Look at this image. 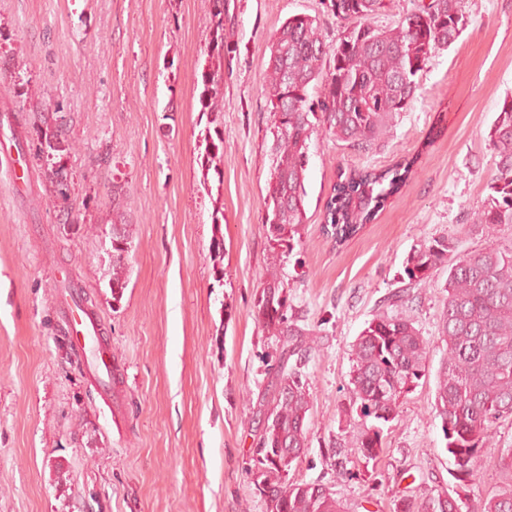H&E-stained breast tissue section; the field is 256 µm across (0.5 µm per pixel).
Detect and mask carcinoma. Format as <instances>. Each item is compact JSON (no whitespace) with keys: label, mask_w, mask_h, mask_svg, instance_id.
<instances>
[{"label":"carcinoma","mask_w":512,"mask_h":512,"mask_svg":"<svg viewBox=\"0 0 512 512\" xmlns=\"http://www.w3.org/2000/svg\"><path fill=\"white\" fill-rule=\"evenodd\" d=\"M380 0H330L339 19L358 24L329 47L317 20L288 18L276 33L268 60L267 100L271 105L274 152L267 182L263 221L268 241L293 248L305 223L304 180L311 136L319 127L336 139L366 146L383 133L386 121L414 98L416 77L431 54L455 42L465 28L460 0H431L398 27L382 30L367 23ZM212 36L208 66L201 73V112L218 122L217 97L224 85V60L235 48L224 38L229 0H210ZM333 67H327V57ZM323 86L309 98V87ZM207 144L205 170L217 167L224 138ZM34 156L49 166L48 177L62 183V168L50 166L62 150L53 126L30 139ZM494 175L491 194L476 213L472 231L484 236L512 229V97L488 133ZM413 162L379 173H339L323 217V233L336 245L349 241L373 221L409 178ZM128 231L112 225V295L126 288L124 274ZM445 266L448 298L441 315L440 336L447 346L434 400L441 418L450 475L462 486L476 476L497 424L512 418V246L491 243L479 252L458 255L445 237L416 250L406 268L410 283L426 281ZM256 317L269 335L282 341L272 407L249 469L252 483L264 496L267 512H344L323 484L288 481V468L308 448L310 394L300 367L288 360L309 349L304 330L288 317V290L277 279L266 282L256 301ZM428 342L401 314H378L366 323L354 345L350 393L360 406L363 430L359 448L375 458L382 449L383 425L398 414L399 401L425 371ZM461 498L439 493L418 504L403 500L399 512H461ZM480 512H512V484L483 502Z\"/></svg>","instance_id":"carcinoma-1"}]
</instances>
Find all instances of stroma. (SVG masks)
<instances>
[{
  "instance_id": "1",
  "label": "stroma",
  "mask_w": 512,
  "mask_h": 512,
  "mask_svg": "<svg viewBox=\"0 0 512 512\" xmlns=\"http://www.w3.org/2000/svg\"><path fill=\"white\" fill-rule=\"evenodd\" d=\"M467 27L432 54L407 109L366 147L313 134L306 222L293 249L272 247L263 220L273 165L264 92L269 47L296 14L316 17L327 44L348 24L323 0H230L221 127L200 111L211 38L208 0H0V512H267L248 469L272 395L280 343L256 319L264 283L288 286V314L313 333L301 368L311 399L308 450L294 481L329 487L346 512H398L404 498L455 492L433 409L446 345L438 331L447 270L412 288L414 250L472 233L494 168L487 134L512 96V0H461ZM56 117L67 195L29 149ZM221 131L220 175L200 157ZM413 173L362 233L335 246L322 233L342 169ZM220 222H213L214 212ZM129 227L127 286L112 296V227ZM409 288L404 316L429 342L426 374L365 459L351 400L353 346L390 296ZM71 289L101 323L122 379L99 395L58 309ZM494 454L460 493L478 512L512 483Z\"/></svg>"
}]
</instances>
